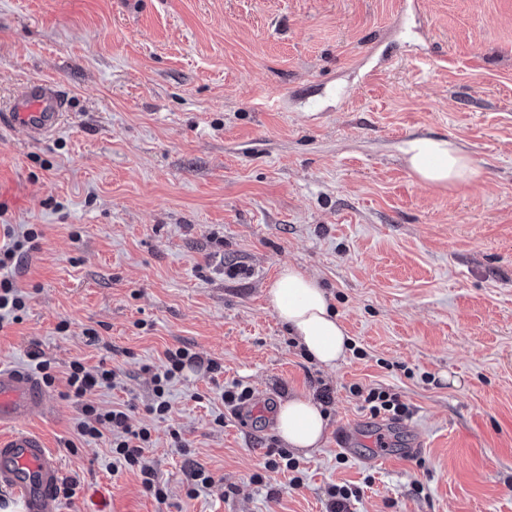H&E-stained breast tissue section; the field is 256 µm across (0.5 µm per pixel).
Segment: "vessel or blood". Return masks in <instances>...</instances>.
<instances>
[{"mask_svg": "<svg viewBox=\"0 0 512 512\" xmlns=\"http://www.w3.org/2000/svg\"><path fill=\"white\" fill-rule=\"evenodd\" d=\"M67 108L66 98L53 84L35 80L0 114V124L23 129L30 140L41 141L60 129ZM48 400L35 376L0 367V488L18 497L27 512H45L61 477L60 463L43 439L21 427Z\"/></svg>", "mask_w": 512, "mask_h": 512, "instance_id": "1", "label": "vessel or blood"}]
</instances>
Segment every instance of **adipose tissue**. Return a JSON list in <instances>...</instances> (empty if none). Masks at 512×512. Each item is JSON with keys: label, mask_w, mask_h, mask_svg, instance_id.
Here are the masks:
<instances>
[{"label": "adipose tissue", "mask_w": 512, "mask_h": 512, "mask_svg": "<svg viewBox=\"0 0 512 512\" xmlns=\"http://www.w3.org/2000/svg\"><path fill=\"white\" fill-rule=\"evenodd\" d=\"M401 151L410 171L432 186L448 187L480 175L472 157L446 138L413 137L402 143ZM268 297L278 320L311 360L332 369L345 359L350 337L316 277L299 267L283 266L268 286ZM276 422L288 446L313 449L321 443L326 414L312 399L297 397L279 407Z\"/></svg>", "instance_id": "1"}]
</instances>
